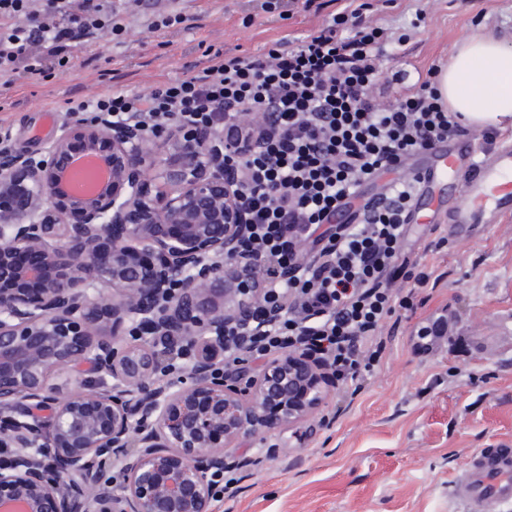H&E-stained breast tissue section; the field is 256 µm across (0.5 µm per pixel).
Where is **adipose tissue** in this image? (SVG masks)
Segmentation results:
<instances>
[{
  "mask_svg": "<svg viewBox=\"0 0 512 512\" xmlns=\"http://www.w3.org/2000/svg\"><path fill=\"white\" fill-rule=\"evenodd\" d=\"M451 111L478 127L512 119V45L489 33L464 42L438 78Z\"/></svg>",
  "mask_w": 512,
  "mask_h": 512,
  "instance_id": "1",
  "label": "adipose tissue"
}]
</instances>
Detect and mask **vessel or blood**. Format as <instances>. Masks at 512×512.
<instances>
[{
  "mask_svg": "<svg viewBox=\"0 0 512 512\" xmlns=\"http://www.w3.org/2000/svg\"><path fill=\"white\" fill-rule=\"evenodd\" d=\"M414 221L444 212L458 226L499 224L512 216V140L480 150L470 136H456L428 151ZM452 494L463 512L512 506V447L483 448L468 460Z\"/></svg>",
  "mask_w": 512,
  "mask_h": 512,
  "instance_id": "vessel-or-blood-1",
  "label": "vessel or blood"
}]
</instances>
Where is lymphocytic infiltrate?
I'll return each instance as SVG.
<instances>
[{
    "mask_svg": "<svg viewBox=\"0 0 512 512\" xmlns=\"http://www.w3.org/2000/svg\"><path fill=\"white\" fill-rule=\"evenodd\" d=\"M332 2L264 0L265 12L324 21L255 55L215 51L196 74L148 93L75 98L67 110L133 119L149 132L172 121L208 126L239 142L224 166L251 224L241 253L258 261L255 319L274 308L282 318L260 336L227 326L224 361L298 352L356 393L382 362L384 323L414 309L430 280L403 250L419 184L410 159L460 135L489 146L497 132L450 110L435 66L407 93L384 96L394 31L369 0H342L336 11ZM126 12L114 0H0V77L74 71L73 47L105 27L120 33Z\"/></svg>",
    "mask_w": 512,
    "mask_h": 512,
    "instance_id": "1",
    "label": "lymphocytic infiltrate"
}]
</instances>
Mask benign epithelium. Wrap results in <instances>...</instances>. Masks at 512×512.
Instances as JSON below:
<instances>
[{"instance_id":"7a95c632","label":"benign epithelium","mask_w":512,"mask_h":512,"mask_svg":"<svg viewBox=\"0 0 512 512\" xmlns=\"http://www.w3.org/2000/svg\"><path fill=\"white\" fill-rule=\"evenodd\" d=\"M74 136L108 170L93 188L69 180ZM158 136L162 156L100 119L0 157V197L21 199L0 207V512H212L236 442L324 399L298 353L224 366L227 317L254 309L224 134Z\"/></svg>"}]
</instances>
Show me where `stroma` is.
I'll return each mask as SVG.
<instances>
[{"instance_id": "stroma-1", "label": "stroma", "mask_w": 512, "mask_h": 512, "mask_svg": "<svg viewBox=\"0 0 512 512\" xmlns=\"http://www.w3.org/2000/svg\"><path fill=\"white\" fill-rule=\"evenodd\" d=\"M263 0H174L191 17L149 32L153 0H140L121 36L97 32L77 47L82 69L71 75L21 74L0 85V131L17 150L37 154L61 126L73 125L67 100L123 88L148 92L160 80L207 64L213 46L252 55L284 36L321 25L298 13L283 20ZM382 24L406 40L383 60L387 91L402 93L397 72L447 65L455 46L477 28L512 40V0H373ZM448 246L425 252L423 225L406 248L424 255L435 276L424 306L400 312L384 328V365L357 395L326 385L313 416L280 436L246 437L236 454L243 479L214 512H459L451 498L472 453L512 445V218L460 231L442 225ZM447 321L446 335L421 345L420 323Z\"/></svg>"}]
</instances>
